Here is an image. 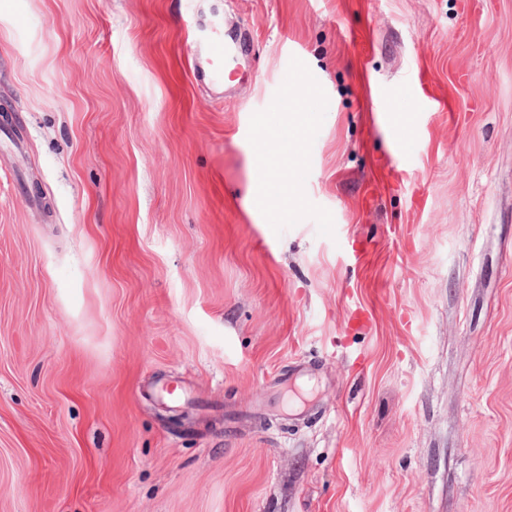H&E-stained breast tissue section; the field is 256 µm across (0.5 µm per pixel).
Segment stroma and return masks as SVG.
<instances>
[{"mask_svg": "<svg viewBox=\"0 0 512 512\" xmlns=\"http://www.w3.org/2000/svg\"><path fill=\"white\" fill-rule=\"evenodd\" d=\"M3 112L0 512H512V0H0ZM308 100L309 97L307 96L303 98L295 97L291 104L280 107L283 111L292 113L293 121L282 124L279 127V149H287L289 153L299 155L300 146L297 124L306 122L313 117V112L307 104ZM256 182L258 185L260 183V188L265 197L273 198L277 202L280 215L290 217L301 206L302 200L298 192L287 187L268 171L260 174Z\"/></svg>", "mask_w": 512, "mask_h": 512, "instance_id": "1", "label": "stroma"}]
</instances>
